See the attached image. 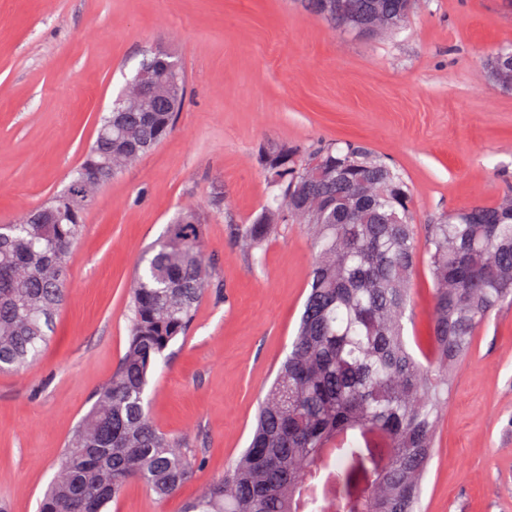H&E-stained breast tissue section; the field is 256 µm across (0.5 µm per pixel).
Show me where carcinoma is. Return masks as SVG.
<instances>
[{"mask_svg":"<svg viewBox=\"0 0 512 512\" xmlns=\"http://www.w3.org/2000/svg\"><path fill=\"white\" fill-rule=\"evenodd\" d=\"M392 14L401 0H348L359 32L370 6ZM145 74L170 99L127 112L112 102L78 168L80 175L17 224H0V371H21L51 340L66 297L69 257L90 191L111 181L171 133L184 98L181 66ZM273 195L260 216L238 224L246 251L263 247L281 225H308L314 264L296 336L261 402L247 448L224 478L209 483L186 512H329L305 494V468L350 430L386 449L387 464L346 512H418L423 481L448 391L451 367L470 354L491 314L512 302V194L457 209L419 230L403 177L361 144L309 153L281 148L265 159ZM375 193L354 216L351 190ZM322 192L333 203L311 209ZM198 215L175 217L149 246L130 286V336L112 379L62 450L60 470L41 512H106L136 478L160 497L175 493L202 466L183 444L148 418L147 387L170 343L186 336L202 296L215 287L200 245ZM433 282L432 332L414 351L403 333L418 264Z\"/></svg>","mask_w":512,"mask_h":512,"instance_id":"cac0c4a2","label":"carcinoma"}]
</instances>
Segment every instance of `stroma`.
Listing matches in <instances>:
<instances>
[{
  "mask_svg": "<svg viewBox=\"0 0 512 512\" xmlns=\"http://www.w3.org/2000/svg\"><path fill=\"white\" fill-rule=\"evenodd\" d=\"M183 65L173 132L102 187L70 257L67 298L40 359L0 373V503L38 512L61 451L123 357L129 289L146 249L184 209L201 220L221 298L158 362L151 421L203 460L161 499L129 481L109 512H183L248 446L263 389L296 333L310 241L286 226L254 253L231 228L275 190L265 153L363 143L403 174L416 224L512 192V90L488 55L512 49V0H417L400 28L359 36L302 0H0V224L70 180L106 113L156 48ZM433 284L412 279L407 336L431 333ZM385 452L360 432L326 448L309 497L343 508ZM422 512H512V305L454 368Z\"/></svg>",
  "mask_w": 512,
  "mask_h": 512,
  "instance_id": "35a3bbf8",
  "label": "stroma"
}]
</instances>
